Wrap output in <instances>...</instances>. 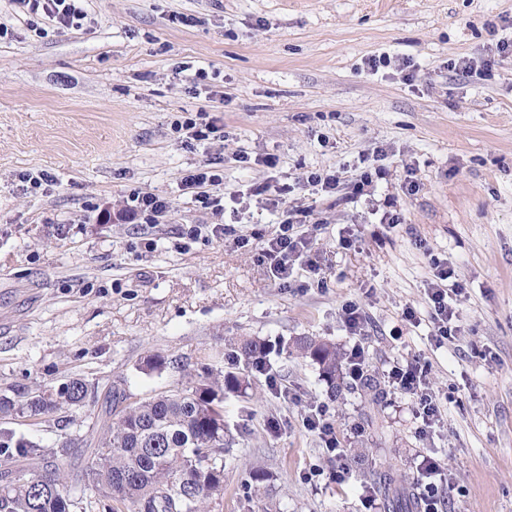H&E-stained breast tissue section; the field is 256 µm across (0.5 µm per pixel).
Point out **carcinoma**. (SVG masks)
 Here are the masks:
<instances>
[{
	"label": "carcinoma",
	"instance_id": "carcinoma-1",
	"mask_svg": "<svg viewBox=\"0 0 512 512\" xmlns=\"http://www.w3.org/2000/svg\"><path fill=\"white\" fill-rule=\"evenodd\" d=\"M293 351L318 364L334 399L342 393L345 354L336 345L310 336L295 338ZM243 371L196 373L183 366L184 382L168 392L134 399L115 381L103 391L80 376L52 389L0 394V419L27 418L45 423L62 409H79L102 398L86 430L49 448L40 441L0 427V512H212L224 496V451L233 439L224 422V394L247 385L252 373L269 371L270 347L256 338L234 344ZM161 353L146 357L138 369L151 374L168 367ZM78 457L66 466L55 462ZM348 465L362 471L368 490L383 499L385 512H415L418 503L407 488L395 486L387 472L364 466L354 450Z\"/></svg>",
	"mask_w": 512,
	"mask_h": 512
}]
</instances>
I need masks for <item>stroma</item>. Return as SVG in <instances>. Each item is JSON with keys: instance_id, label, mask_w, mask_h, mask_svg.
<instances>
[{"instance_id": "obj_1", "label": "stroma", "mask_w": 512, "mask_h": 512, "mask_svg": "<svg viewBox=\"0 0 512 512\" xmlns=\"http://www.w3.org/2000/svg\"><path fill=\"white\" fill-rule=\"evenodd\" d=\"M83 8L80 26L62 31L0 0L13 31L0 41V391L80 375L147 398L178 387L181 365L216 345L209 366L235 371L230 344L256 337L272 347V370L224 399L235 444L222 512H368L359 474L333 479L337 452L303 425L327 401L340 450H362L408 487L434 457L454 484L449 512H512V53L497 49L512 42V0ZM384 55L389 65L371 69ZM464 59L485 74H456ZM199 112L219 130L187 142L176 125ZM215 160L224 199L203 210L180 180ZM376 164L387 175L370 199L304 183L313 172L349 183ZM28 172L50 181L30 189ZM409 176L419 190L407 198ZM262 184L287 187L284 203L256 194ZM138 192L170 200L168 216L126 219ZM388 198L402 214L394 228L373 213ZM297 209L311 213L318 268H297L285 286L261 249ZM194 224L200 236L183 240ZM224 224L232 233L214 236ZM434 256L465 288L442 344L428 321ZM350 302L365 314L363 335L345 323ZM409 307L420 326L402 321ZM298 336L362 345L376 399L347 375L329 401L318 365L279 349ZM155 351L173 368L142 373ZM415 356L441 411L426 432L414 400L388 383ZM96 410L12 427L53 446ZM256 470L268 480L253 482Z\"/></svg>"}]
</instances>
